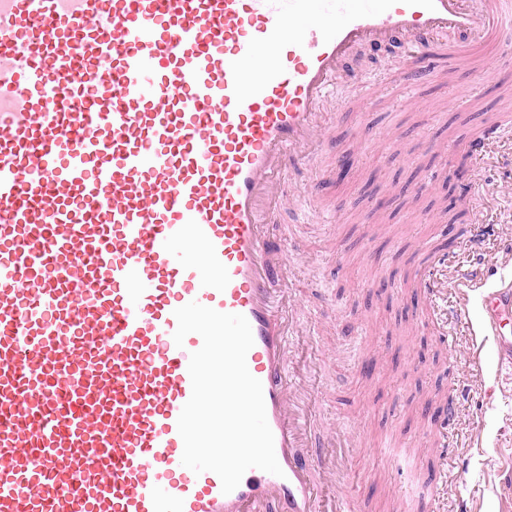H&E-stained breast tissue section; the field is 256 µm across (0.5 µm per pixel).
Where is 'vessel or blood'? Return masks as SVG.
<instances>
[{
    "label": "vessel or blood",
    "mask_w": 512,
    "mask_h": 512,
    "mask_svg": "<svg viewBox=\"0 0 512 512\" xmlns=\"http://www.w3.org/2000/svg\"><path fill=\"white\" fill-rule=\"evenodd\" d=\"M401 40L400 82L461 71L482 43L512 72V0H0V512H356L334 467L300 449L316 397L290 368L288 246L278 185L324 141L321 108L358 45ZM512 137L500 110L466 143ZM469 253L478 223L457 225ZM437 258L421 297L444 293ZM497 287L457 279L443 322L468 359L493 343L512 381V239ZM248 320L281 475L231 493L182 463L178 418L199 334L190 302ZM459 396L432 411L447 460ZM405 497L441 504L406 449Z\"/></svg>",
    "instance_id": "obj_1"
}]
</instances>
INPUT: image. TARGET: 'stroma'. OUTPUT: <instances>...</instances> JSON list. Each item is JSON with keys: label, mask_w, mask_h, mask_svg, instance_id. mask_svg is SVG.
Instances as JSON below:
<instances>
[{"label": "stroma", "mask_w": 512, "mask_h": 512, "mask_svg": "<svg viewBox=\"0 0 512 512\" xmlns=\"http://www.w3.org/2000/svg\"><path fill=\"white\" fill-rule=\"evenodd\" d=\"M403 58L399 48L355 47L344 66L367 84H337L321 109L332 150L359 153L358 164L337 178L332 150L316 148L280 183L297 211L274 232L289 244L296 322L311 333L307 345H292L293 367L318 395L305 454L331 460L332 435H348V490L363 499L364 512H394L404 478L383 449L391 438L415 448L418 470L432 473L434 458L417 446L430 429L421 410L432 389L447 393L453 376L466 398L448 481L471 512H505L512 505V387L497 374L493 347H485L480 371L470 370L467 326L455 325L456 345L444 348L432 308L412 301L413 274L438 225L462 221L453 173L466 140L492 117L499 91L487 78L481 96L464 105L461 79L414 90L378 83L379 73L397 72ZM393 145L403 158L390 153ZM486 157L492 167L480 218L488 228L484 260L492 287L500 240L512 234V140L492 144ZM432 170L438 179L414 196Z\"/></svg>", "instance_id": "1"}]
</instances>
